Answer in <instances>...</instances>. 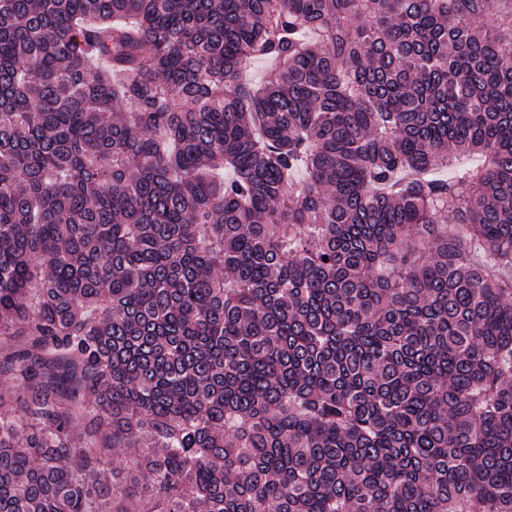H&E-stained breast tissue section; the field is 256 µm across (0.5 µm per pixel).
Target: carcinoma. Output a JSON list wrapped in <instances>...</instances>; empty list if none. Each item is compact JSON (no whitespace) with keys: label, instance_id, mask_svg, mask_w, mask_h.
<instances>
[{"label":"carcinoma","instance_id":"obj_1","mask_svg":"<svg viewBox=\"0 0 512 512\" xmlns=\"http://www.w3.org/2000/svg\"><path fill=\"white\" fill-rule=\"evenodd\" d=\"M2 336L0 512H512V0H0Z\"/></svg>","mask_w":512,"mask_h":512}]
</instances>
